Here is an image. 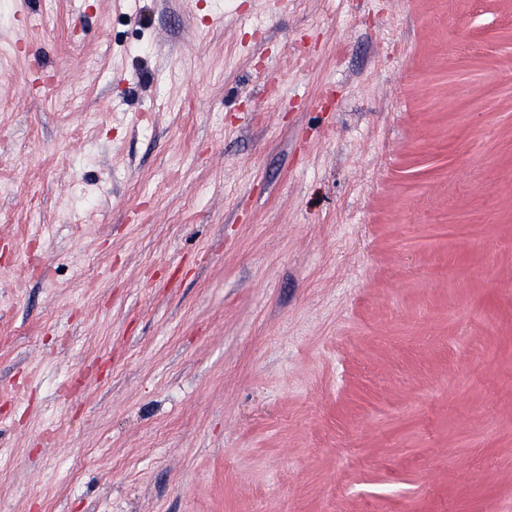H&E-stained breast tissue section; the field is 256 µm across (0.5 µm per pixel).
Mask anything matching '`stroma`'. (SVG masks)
<instances>
[{
  "mask_svg": "<svg viewBox=\"0 0 512 512\" xmlns=\"http://www.w3.org/2000/svg\"><path fill=\"white\" fill-rule=\"evenodd\" d=\"M0 512H512V0H0Z\"/></svg>",
  "mask_w": 512,
  "mask_h": 512,
  "instance_id": "1",
  "label": "stroma"
}]
</instances>
